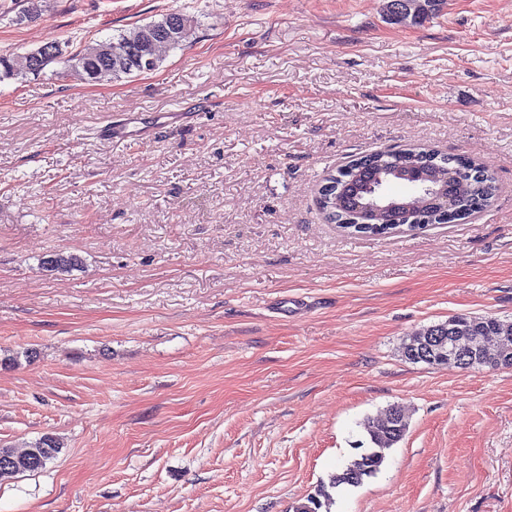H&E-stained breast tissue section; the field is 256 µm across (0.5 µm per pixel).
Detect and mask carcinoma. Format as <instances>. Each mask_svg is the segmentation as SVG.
Returning <instances> with one entry per match:
<instances>
[{
	"label": "carcinoma",
	"mask_w": 512,
	"mask_h": 512,
	"mask_svg": "<svg viewBox=\"0 0 512 512\" xmlns=\"http://www.w3.org/2000/svg\"><path fill=\"white\" fill-rule=\"evenodd\" d=\"M193 26V18L178 10H171L158 20L122 30L108 39L82 49L69 51L67 46L53 41L50 43V52L35 66L32 65L31 57L27 53L16 57L1 55L0 80L23 78L30 74L39 75L52 63L63 64L65 68L83 76L88 82H100L123 75H141L157 70L163 62L160 54L151 52L152 39L156 35L165 34L168 48L178 49L185 45L191 36ZM409 168L430 172L433 175V180L424 182V192L413 198L417 204L424 203L432 196L435 184L448 179V170H453L460 177L463 189L452 215L446 219L448 224L470 218L486 207L496 192L494 178L483 164L468 157L447 156L418 145L391 154L381 151L356 158L339 167L336 172L325 176L322 184L332 183L337 190L345 183L362 181V174L365 172H376L379 180L368 190V194L371 195L388 184L404 183V173ZM317 203L327 223L337 225L349 235L359 234V230L348 223L350 212L332 205V198L326 197L320 191ZM411 218L415 219L418 225L407 228L409 232L423 230L427 224L440 223V219L425 208L415 209ZM43 264L52 271L69 272L82 267L83 261L76 254L57 253L45 258ZM456 320L459 327L466 331L490 330L499 322V318L493 316H487L477 324L473 323V317L467 315H458ZM372 422L373 419L368 417L361 423L372 447L363 449L362 453L349 461L340 471L332 474L329 482L317 485L315 492L308 495L306 501L295 506L294 512H331V507L335 504L336 489L358 487L365 479L381 472L387 448L372 434ZM61 450L60 440L50 434L23 448L0 445V457L9 456L24 461L38 453L43 458V462L35 466L22 464L11 471L0 470V483L10 481L20 474L46 469L55 461ZM349 471L358 473L359 478L354 481L344 480L343 475Z\"/></svg>",
	"instance_id": "obj_1"
}]
</instances>
